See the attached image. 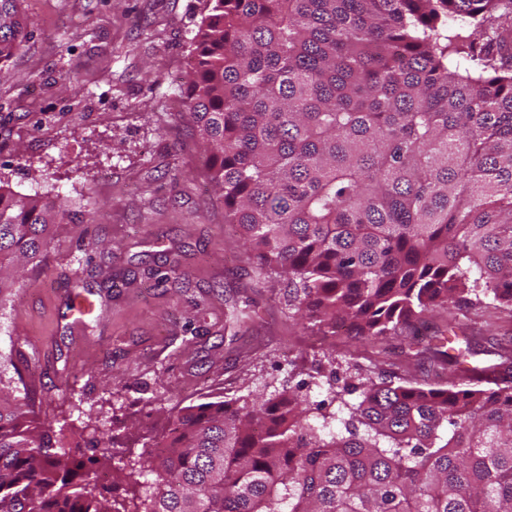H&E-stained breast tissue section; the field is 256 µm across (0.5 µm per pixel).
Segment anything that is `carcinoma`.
<instances>
[{"label":"carcinoma","instance_id":"carcinoma-1","mask_svg":"<svg viewBox=\"0 0 512 512\" xmlns=\"http://www.w3.org/2000/svg\"><path fill=\"white\" fill-rule=\"evenodd\" d=\"M18 2L0 0V75L31 36ZM205 2L183 103L225 223L322 336L446 316L423 356L450 379L361 377L335 412L177 402L161 453L119 459L120 509L84 429L68 446L0 391V512H512V346L472 363L451 315L512 317V0ZM68 217L0 187V308ZM100 472H106L109 474L110 483L105 485L98 481V491L110 502V504L115 503L116 507H120L119 504L125 503L130 496L128 485L125 481L116 477L110 468L100 469L98 474Z\"/></svg>","mask_w":512,"mask_h":512}]
</instances>
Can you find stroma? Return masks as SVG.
I'll return each mask as SVG.
<instances>
[{
	"mask_svg": "<svg viewBox=\"0 0 512 512\" xmlns=\"http://www.w3.org/2000/svg\"><path fill=\"white\" fill-rule=\"evenodd\" d=\"M20 8L33 36L0 75V186L60 195L71 213L0 309V380L26 395L35 423L106 432L118 459L162 438L178 401L297 389L326 401L331 375L341 387L358 373L436 381L407 367L409 346L426 342L411 331L377 356L347 331L331 346L304 329L287 280L261 270L225 223L180 93L204 0ZM77 294L93 304L78 318ZM233 303L249 315L237 331ZM455 316L483 339L476 361L497 363L488 339L512 334V321Z\"/></svg>",
	"mask_w": 512,
	"mask_h": 512,
	"instance_id": "stroma-1",
	"label": "stroma"
}]
</instances>
